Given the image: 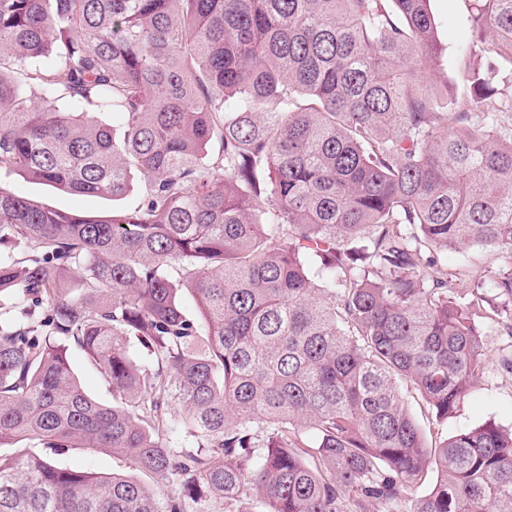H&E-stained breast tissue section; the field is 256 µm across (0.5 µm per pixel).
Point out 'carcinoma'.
Returning a JSON list of instances; mask_svg holds the SVG:
<instances>
[{"instance_id":"cac0c4a2","label":"carcinoma","mask_w":512,"mask_h":512,"mask_svg":"<svg viewBox=\"0 0 512 512\" xmlns=\"http://www.w3.org/2000/svg\"><path fill=\"white\" fill-rule=\"evenodd\" d=\"M429 2L0 0V170L144 187L89 217L0 186V449H44L0 452V512H402L429 462L410 512H512V429L430 444L401 396L446 420L487 370L448 251L503 261L512 337V0H467L460 98L419 81ZM71 365L90 394L103 402L111 400L108 388L101 382L98 374L88 366L80 351H71ZM61 466L82 463L88 469L97 473L130 472L131 467L127 460L113 457L112 454L99 450L98 452H85L79 448H67L62 454L54 457ZM437 476V472L434 468L428 469L426 475L422 478L421 481H414L406 487V491L404 492V501L402 507L404 512L409 509L412 503L427 492L429 487L433 484Z\"/></svg>"}]
</instances>
